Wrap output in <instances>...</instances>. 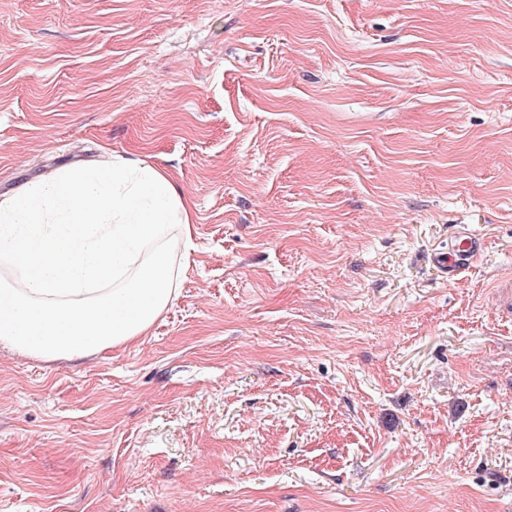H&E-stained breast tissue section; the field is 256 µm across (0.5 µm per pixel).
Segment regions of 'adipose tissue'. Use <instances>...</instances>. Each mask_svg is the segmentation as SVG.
Returning <instances> with one entry per match:
<instances>
[{
    "label": "adipose tissue",
    "mask_w": 512,
    "mask_h": 512,
    "mask_svg": "<svg viewBox=\"0 0 512 512\" xmlns=\"http://www.w3.org/2000/svg\"><path fill=\"white\" fill-rule=\"evenodd\" d=\"M169 177L131 161L63 169L0 198V344L75 359L144 335L176 293L170 243L190 237Z\"/></svg>",
    "instance_id": "1"
}]
</instances>
